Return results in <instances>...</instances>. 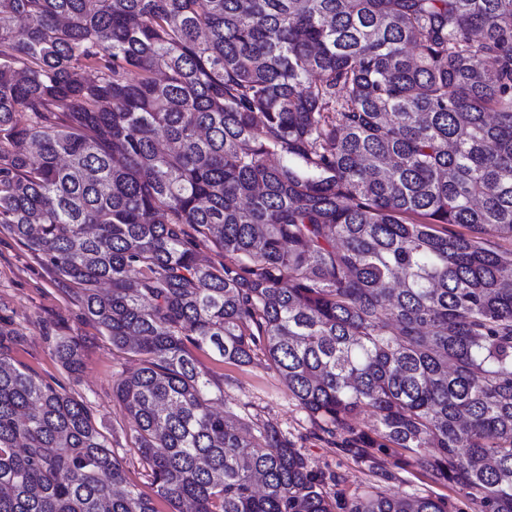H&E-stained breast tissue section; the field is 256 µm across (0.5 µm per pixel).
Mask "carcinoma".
<instances>
[{"label": "carcinoma", "instance_id": "obj_1", "mask_svg": "<svg viewBox=\"0 0 512 512\" xmlns=\"http://www.w3.org/2000/svg\"><path fill=\"white\" fill-rule=\"evenodd\" d=\"M0 229L139 357L112 395L175 512H448L243 439L196 352L257 348L322 432L370 409L353 444L512 512V251L477 238L512 240V0H0ZM14 335L0 512H158Z\"/></svg>", "mask_w": 512, "mask_h": 512}]
</instances>
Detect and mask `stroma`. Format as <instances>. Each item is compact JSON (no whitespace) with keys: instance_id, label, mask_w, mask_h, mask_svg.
<instances>
[{"instance_id":"35a3bbf8","label":"stroma","mask_w":512,"mask_h":512,"mask_svg":"<svg viewBox=\"0 0 512 512\" xmlns=\"http://www.w3.org/2000/svg\"><path fill=\"white\" fill-rule=\"evenodd\" d=\"M0 321L17 333L11 357L36 378L60 384L70 395L87 402L99 428L122 460L131 484L145 493L153 488L138 460L134 422L112 397V387L139 366L137 356L113 349L111 342L90 321L67 284L25 247L0 232ZM77 337L81 344V368L68 373L56 354V339ZM199 359L216 381L224 385V399L217 412L233 411L248 422H269L287 432L309 467L327 479L330 494L337 499L372 487L388 495L432 494L443 498L448 512H482L478 495L444 480H434L411 453L396 448H372L369 458L345 450L351 429L367 430L374 416L364 411L349 427L335 435L318 432L306 413L288 396L284 380L269 369L263 353L252 364L236 366L219 357L200 354Z\"/></svg>"}]
</instances>
